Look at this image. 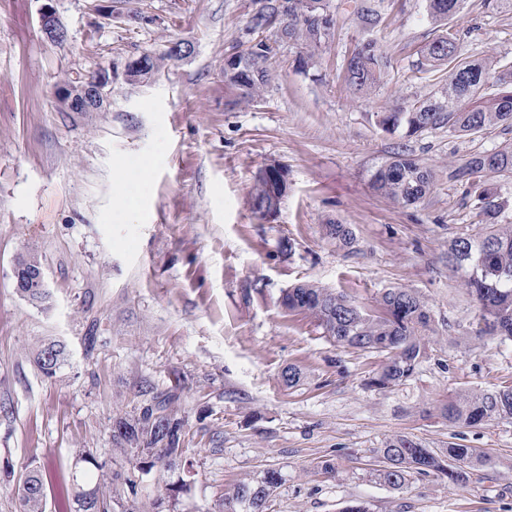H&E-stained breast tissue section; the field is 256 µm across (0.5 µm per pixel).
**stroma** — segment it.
Listing matches in <instances>:
<instances>
[{"label": "stroma", "instance_id": "1", "mask_svg": "<svg viewBox=\"0 0 512 512\" xmlns=\"http://www.w3.org/2000/svg\"><path fill=\"white\" fill-rule=\"evenodd\" d=\"M51 2L65 31L45 40ZM374 30L352 0H324L332 34L318 45L248 34L254 0H0V512H21L17 486L40 468L45 512H67L77 484L135 477L140 512H224V495L266 470L284 480L263 512H512V419L453 425L440 408L463 391L512 385V341L477 339L479 311L448 263V243L485 226L448 170L512 141L499 129L388 133L376 115L440 86L417 71L444 28L423 0H372ZM463 56L512 69V5L463 0L451 20ZM270 46L272 80L255 102L232 104L224 58L254 40ZM391 61L366 95L343 78L367 40ZM178 41L193 51L153 78L124 66ZM115 78L99 112H64L62 81L97 70ZM404 153L434 174L432 193L403 206L380 195L374 172ZM286 166L277 214L249 205L257 173ZM344 224L355 242L327 236ZM35 251L46 302L13 288L14 258ZM299 283L346 294L366 311L393 288L414 292L431 322L414 376L368 386L377 352L336 346L306 315L281 307ZM66 344L54 376L35 362L41 343ZM295 367L300 382L286 386ZM171 394L184 424L180 455L137 474L112 438ZM398 436L439 455L449 445L491 457L466 482L412 475L381 481L379 448Z\"/></svg>", "mask_w": 512, "mask_h": 512}]
</instances>
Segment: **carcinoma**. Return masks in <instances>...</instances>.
Here are the masks:
<instances>
[{
  "instance_id": "obj_1",
  "label": "carcinoma",
  "mask_w": 512,
  "mask_h": 512,
  "mask_svg": "<svg viewBox=\"0 0 512 512\" xmlns=\"http://www.w3.org/2000/svg\"><path fill=\"white\" fill-rule=\"evenodd\" d=\"M282 19L283 32L293 42L317 43L319 20L329 22L322 0H287ZM462 0H426L428 14L439 21H449ZM354 14L365 27L381 22L374 5L362 0ZM260 52L241 54V61L224 69V80L237 92L235 103L259 97L272 75L266 65L267 46L258 43ZM419 70L445 72L446 83L439 94L415 100L407 109L376 114V123L387 132L400 128L414 135L419 132L448 129L450 133L470 136L487 130H512V71L502 73L496 88L487 91V64L470 60L460 52L459 31L449 26L443 35L421 51ZM388 61L376 42L370 49L352 53L346 67L348 85L357 93L368 94L387 76ZM479 173L502 178L512 177V144L491 152L472 155L449 172L448 178L468 185L483 215L487 230L478 238L457 237L448 243V264L466 272L464 285L474 297L480 318L492 323L478 331L477 337L497 336L512 340V224L498 223L503 208L497 188L477 177ZM374 188L384 197L402 205L421 202L431 191L433 173L412 158L399 154L381 166L372 178ZM327 235L353 246L352 232L343 224L326 225ZM288 309L314 319L323 333L336 345L361 351L380 352L386 361L370 379L369 385L391 388L408 381L424 355L420 332L430 323L426 304L405 289H390L379 301L380 311L370 314L343 293L310 283H301L286 291ZM66 360V348L57 341L45 343L36 352L40 370L53 376ZM448 422L477 426L494 419L512 418V386L482 392H461L442 408ZM113 440L126 448L146 452L144 464L157 463L177 455L182 441V424L170 411V398H163L146 408L134 422L118 420ZM382 457L380 479L393 488L405 484L414 473H434L459 483L466 472L450 461L487 459L474 448L448 447L443 457L407 438L396 437L378 449ZM282 481L278 471H270L257 481L243 482L225 497L228 512H261L264 504ZM23 512H44V481L40 470L31 469L18 488Z\"/></svg>"
}]
</instances>
